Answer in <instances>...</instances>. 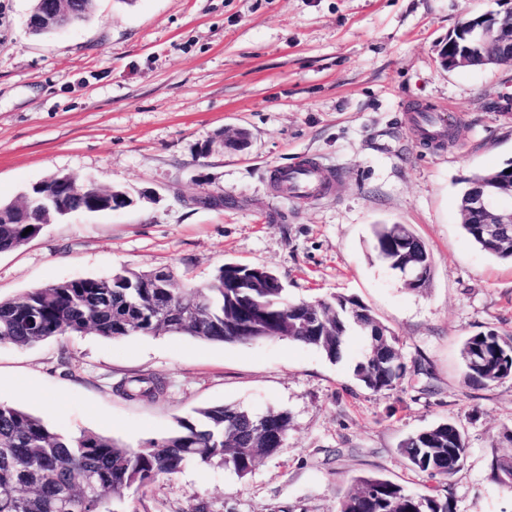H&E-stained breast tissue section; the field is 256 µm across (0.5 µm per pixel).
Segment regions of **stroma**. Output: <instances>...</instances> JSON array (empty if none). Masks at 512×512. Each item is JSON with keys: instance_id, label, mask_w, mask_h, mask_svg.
<instances>
[{"instance_id": "35a3bbf8", "label": "stroma", "mask_w": 512, "mask_h": 512, "mask_svg": "<svg viewBox=\"0 0 512 512\" xmlns=\"http://www.w3.org/2000/svg\"><path fill=\"white\" fill-rule=\"evenodd\" d=\"M32 0H0V199L55 173L124 191L128 207L79 213L0 253V298L121 268L204 284L228 262L273 271L290 298L353 296L400 340L407 373L390 391L359 386L366 341L339 361L272 339L253 345L181 334L92 333L32 348L0 342V402L64 435L136 447L198 407L288 412L278 451L246 477L190 465L135 494L126 512H336L337 494L375 474L419 491L441 484L400 454L444 420L467 456L449 477L452 512H512L490 477L512 455V379H464L465 338L512 335V263L463 232L466 179L512 161V68H444L438 50L498 0H94L89 22L36 36ZM431 108L452 140H425ZM247 132L228 151L221 134ZM319 161L330 194L294 200L273 167ZM212 196L209 205L201 196ZM375 224H406L432 254L426 285L405 288L371 246ZM155 374L157 401L112 389Z\"/></svg>"}]
</instances>
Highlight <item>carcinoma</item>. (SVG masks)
<instances>
[{
    "mask_svg": "<svg viewBox=\"0 0 512 512\" xmlns=\"http://www.w3.org/2000/svg\"><path fill=\"white\" fill-rule=\"evenodd\" d=\"M100 200L89 185L81 196L57 192L58 205L83 211ZM41 212H16L0 220V253L23 245L38 234ZM482 217L472 215L462 225L482 250L512 261V241L494 242L481 235ZM33 231L27 233L25 229ZM405 251L394 243V226H373V249L393 270L431 273L426 245L411 231ZM236 266L226 263L204 285L141 288L146 271L123 268L117 277H88L32 288L0 299V342L31 348L48 340H63L88 331L105 339L126 338V319L139 320L138 336L165 333L189 335L200 341L254 344L279 339L315 347L327 358L341 357L353 333L367 348L353 369L362 387L392 390L406 372L398 338L352 298L290 300L280 281L266 288H240ZM470 385L488 387L512 379V336L495 330L467 337L460 349ZM116 391L130 399L157 400L165 396L164 381L155 375L130 376ZM288 433L286 411L254 415L230 405L199 408L179 418L168 433L129 448L95 433L63 435L41 418L16 406L0 403V512H119L118 506L160 477L178 473L185 465L199 467L220 461L243 477L257 461L277 449L264 443V422ZM400 453L411 466L442 480L453 475L467 456V443L458 425L446 420L406 437ZM491 477L512 489V457H496ZM353 491L339 497L337 512H450L448 494L413 491L377 475L354 479Z\"/></svg>",
    "mask_w": 512,
    "mask_h": 512,
    "instance_id": "carcinoma-1",
    "label": "carcinoma"
}]
</instances>
